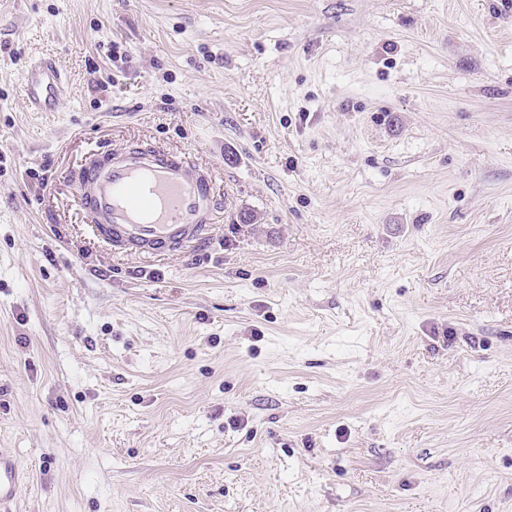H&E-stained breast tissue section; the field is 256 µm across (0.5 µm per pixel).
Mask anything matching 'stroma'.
<instances>
[{
  "label": "stroma",
  "instance_id": "1",
  "mask_svg": "<svg viewBox=\"0 0 512 512\" xmlns=\"http://www.w3.org/2000/svg\"><path fill=\"white\" fill-rule=\"evenodd\" d=\"M154 142L204 247L73 201ZM0 449L8 512H512V0H0ZM61 72L52 60H44L31 69L26 79V91L34 101L43 99L46 110L55 107L58 101ZM188 154L155 145L95 154L73 186L93 232L140 254L206 242L219 200L211 172L190 163ZM21 477L20 465L0 449V508L16 497L20 490Z\"/></svg>",
  "mask_w": 512,
  "mask_h": 512
}]
</instances>
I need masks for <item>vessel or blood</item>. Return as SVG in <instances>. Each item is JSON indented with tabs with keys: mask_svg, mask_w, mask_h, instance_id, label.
Instances as JSON below:
<instances>
[{
	"mask_svg": "<svg viewBox=\"0 0 512 512\" xmlns=\"http://www.w3.org/2000/svg\"><path fill=\"white\" fill-rule=\"evenodd\" d=\"M60 83V70L46 60L28 73L26 91L49 110ZM73 195L97 236L140 254L206 242L219 208L211 172L190 163L185 152L155 145L94 155L81 169ZM21 477L20 465L0 450V506L16 497Z\"/></svg>",
	"mask_w": 512,
	"mask_h": 512,
	"instance_id": "vessel-or-blood-1",
	"label": "vessel or blood"
}]
</instances>
